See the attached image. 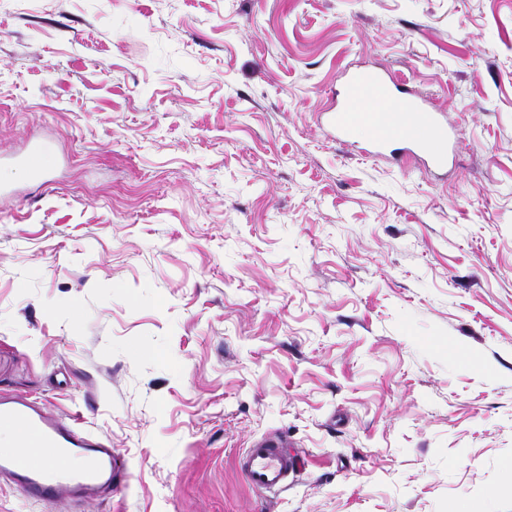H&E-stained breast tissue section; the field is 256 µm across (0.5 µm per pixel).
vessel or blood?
I'll list each match as a JSON object with an SVG mask.
<instances>
[{
    "mask_svg": "<svg viewBox=\"0 0 512 512\" xmlns=\"http://www.w3.org/2000/svg\"><path fill=\"white\" fill-rule=\"evenodd\" d=\"M328 123L341 145L351 142L357 127H365V151L370 155L396 162L414 157L436 168L447 167L453 159L448 127L439 112L411 90L407 80H393L380 71L349 73ZM0 421L23 426L48 453L37 465L14 453H0V477L25 500L78 502L104 489L123 488L129 481L128 468L100 438L31 401L1 398ZM239 466L251 489L264 496L287 485L295 460L282 441L262 437L252 442Z\"/></svg>",
    "mask_w": 512,
    "mask_h": 512,
    "instance_id": "vessel-or-blood-1",
    "label": "vessel or blood"
}]
</instances>
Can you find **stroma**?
<instances>
[{"label":"stroma","mask_w":512,"mask_h":512,"mask_svg":"<svg viewBox=\"0 0 512 512\" xmlns=\"http://www.w3.org/2000/svg\"><path fill=\"white\" fill-rule=\"evenodd\" d=\"M357 69L452 170L332 140ZM14 396L132 477L0 512H512V0H0ZM268 434L300 466L263 499ZM284 448L282 441L262 437L254 440L240 458L243 476L254 492L265 496L288 484V477L295 472V460Z\"/></svg>","instance_id":"1"}]
</instances>
